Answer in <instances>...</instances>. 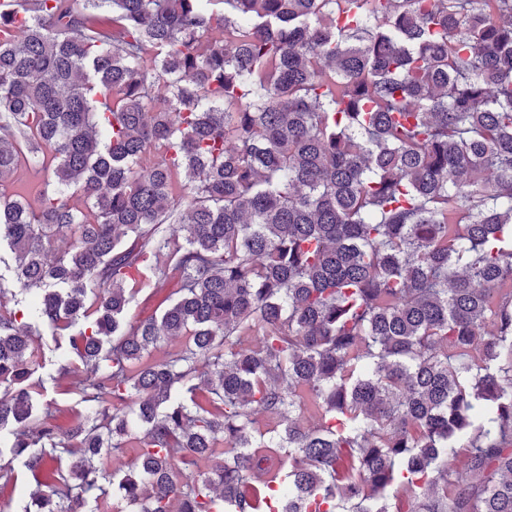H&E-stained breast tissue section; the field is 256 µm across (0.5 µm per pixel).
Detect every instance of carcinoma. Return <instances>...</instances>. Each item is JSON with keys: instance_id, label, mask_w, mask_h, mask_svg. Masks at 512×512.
<instances>
[{"instance_id": "obj_1", "label": "carcinoma", "mask_w": 512, "mask_h": 512, "mask_svg": "<svg viewBox=\"0 0 512 512\" xmlns=\"http://www.w3.org/2000/svg\"><path fill=\"white\" fill-rule=\"evenodd\" d=\"M19 13L0 0L23 512H512V0ZM161 256L180 287L125 323ZM41 324L87 411L65 431L29 383Z\"/></svg>"}]
</instances>
